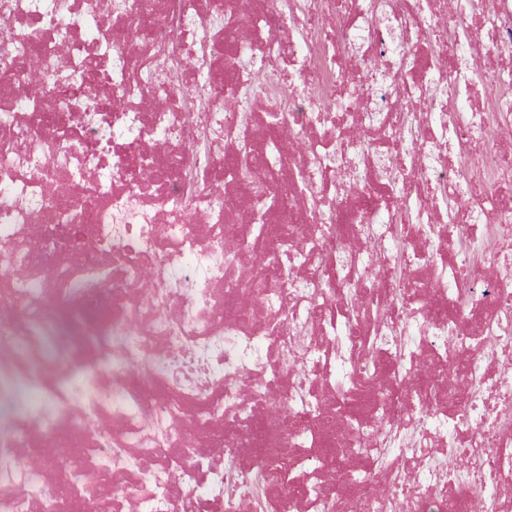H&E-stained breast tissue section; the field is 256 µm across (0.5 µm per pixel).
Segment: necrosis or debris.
Returning <instances> with one entry per match:
<instances>
[{
    "label": "necrosis or debris",
    "mask_w": 512,
    "mask_h": 512,
    "mask_svg": "<svg viewBox=\"0 0 512 512\" xmlns=\"http://www.w3.org/2000/svg\"><path fill=\"white\" fill-rule=\"evenodd\" d=\"M241 3L0 0V512H512V0Z\"/></svg>",
    "instance_id": "necrosis-or-debris-1"
}]
</instances>
